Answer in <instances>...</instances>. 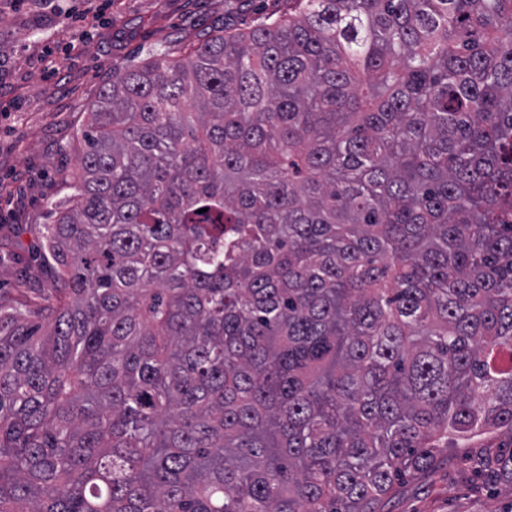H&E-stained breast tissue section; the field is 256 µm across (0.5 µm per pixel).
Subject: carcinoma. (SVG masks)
Returning a JSON list of instances; mask_svg holds the SVG:
<instances>
[{
  "label": "carcinoma",
  "mask_w": 512,
  "mask_h": 512,
  "mask_svg": "<svg viewBox=\"0 0 512 512\" xmlns=\"http://www.w3.org/2000/svg\"><path fill=\"white\" fill-rule=\"evenodd\" d=\"M82 138L54 301L0 299V512H383L512 437V0H288Z\"/></svg>",
  "instance_id": "obj_1"
}]
</instances>
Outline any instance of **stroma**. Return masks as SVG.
Listing matches in <instances>:
<instances>
[{"mask_svg":"<svg viewBox=\"0 0 512 512\" xmlns=\"http://www.w3.org/2000/svg\"><path fill=\"white\" fill-rule=\"evenodd\" d=\"M287 9V0H0V295H54L52 268L29 263L39 250L32 227L50 223L113 68ZM48 49L55 70L44 78ZM476 454L440 449L434 469L397 480L384 512H512V483L484 480Z\"/></svg>","mask_w":512,"mask_h":512,"instance_id":"35a3bbf8","label":"stroma"}]
</instances>
